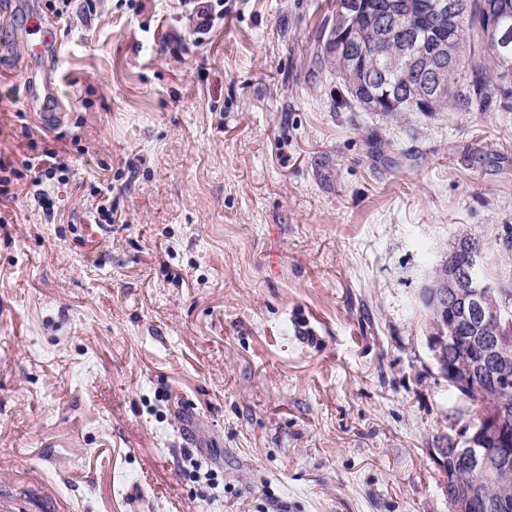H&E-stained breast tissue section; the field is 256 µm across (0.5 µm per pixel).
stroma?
I'll return each mask as SVG.
<instances>
[{"label":"stroma","mask_w":512,"mask_h":512,"mask_svg":"<svg viewBox=\"0 0 512 512\" xmlns=\"http://www.w3.org/2000/svg\"><path fill=\"white\" fill-rule=\"evenodd\" d=\"M332 2L7 0L0 160L59 168L0 203V512H448L417 298L463 233L512 273V112L335 108ZM96 215H93L94 224H80V229L87 237L92 240H97L102 235L107 233V227L115 224L116 219L112 216V210H106L104 208L96 209ZM104 221L105 224L100 223Z\"/></svg>","instance_id":"1"}]
</instances>
